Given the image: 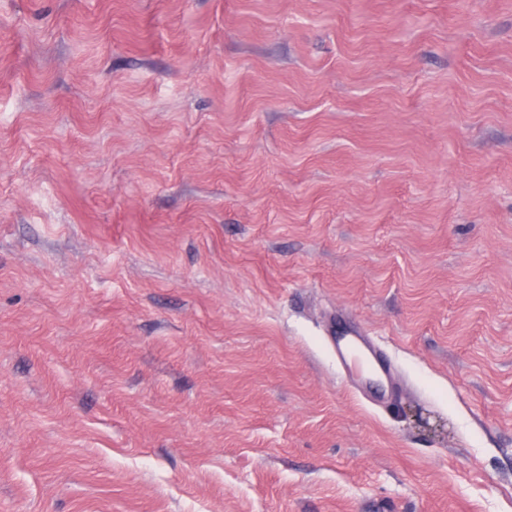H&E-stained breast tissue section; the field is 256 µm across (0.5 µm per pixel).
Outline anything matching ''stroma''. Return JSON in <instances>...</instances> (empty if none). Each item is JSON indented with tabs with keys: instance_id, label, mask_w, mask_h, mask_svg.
I'll list each match as a JSON object with an SVG mask.
<instances>
[{
	"instance_id": "stroma-1",
	"label": "stroma",
	"mask_w": 512,
	"mask_h": 512,
	"mask_svg": "<svg viewBox=\"0 0 512 512\" xmlns=\"http://www.w3.org/2000/svg\"><path fill=\"white\" fill-rule=\"evenodd\" d=\"M0 512H512V0H0ZM336 359L340 361L346 371H350L353 349H358L371 364L372 373L378 377H384L394 381V374L391 362L382 354L369 339L368 336H334Z\"/></svg>"
}]
</instances>
